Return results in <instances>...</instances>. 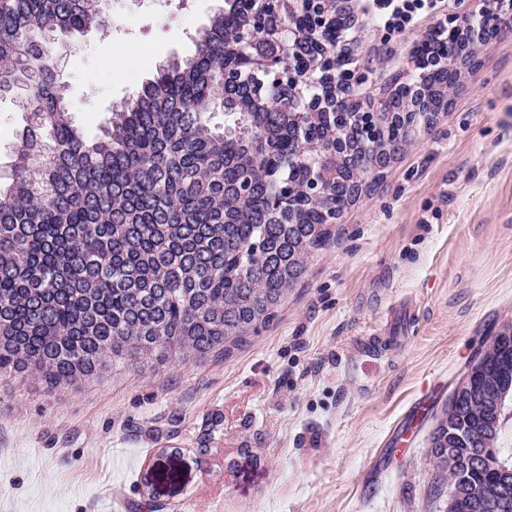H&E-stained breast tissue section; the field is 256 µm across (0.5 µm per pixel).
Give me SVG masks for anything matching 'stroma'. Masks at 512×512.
<instances>
[{"label": "stroma", "mask_w": 512, "mask_h": 512, "mask_svg": "<svg viewBox=\"0 0 512 512\" xmlns=\"http://www.w3.org/2000/svg\"><path fill=\"white\" fill-rule=\"evenodd\" d=\"M220 0H127L62 80L77 126L191 55ZM346 44L379 104L442 16L387 34L359 0ZM460 92L344 210L273 320L231 352L118 368L53 392L0 376V512H443L428 455L457 375L512 325V34L477 42ZM428 415L391 452L423 396Z\"/></svg>", "instance_id": "35a3bbf8"}]
</instances>
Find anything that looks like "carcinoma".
<instances>
[{"label": "carcinoma", "mask_w": 512, "mask_h": 512, "mask_svg": "<svg viewBox=\"0 0 512 512\" xmlns=\"http://www.w3.org/2000/svg\"><path fill=\"white\" fill-rule=\"evenodd\" d=\"M112 0H0V98L24 91L26 126L0 183V375L49 391L109 368L158 366L228 352L269 323L329 246L327 221L378 178L373 154L403 147L443 109L448 70L426 78L433 111H394L397 85L374 112L292 111L288 88L257 89L270 52L302 71L273 35L307 20L286 7L224 0L194 54L167 60L111 110L93 138L73 123L56 59L105 26ZM255 30L251 53L231 51ZM463 38L422 43L443 58ZM224 112V128L212 114ZM479 392L447 407L430 436L436 491L492 485L496 470L448 472L447 451L495 443Z\"/></svg>", "instance_id": "obj_1"}]
</instances>
